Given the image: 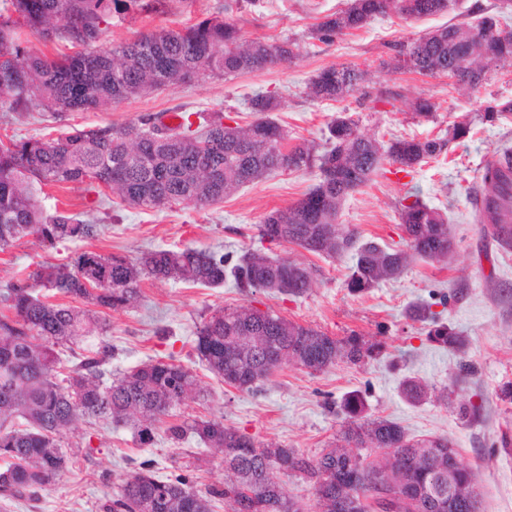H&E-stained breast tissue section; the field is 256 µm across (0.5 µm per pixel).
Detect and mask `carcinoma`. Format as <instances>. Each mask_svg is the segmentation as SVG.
Wrapping results in <instances>:
<instances>
[{
	"instance_id": "obj_1",
	"label": "carcinoma",
	"mask_w": 512,
	"mask_h": 512,
	"mask_svg": "<svg viewBox=\"0 0 512 512\" xmlns=\"http://www.w3.org/2000/svg\"><path fill=\"white\" fill-rule=\"evenodd\" d=\"M170 0H0V112H66L101 110L142 92L201 77L257 72L297 58L295 43L242 37L235 24L220 16L206 17L183 28L159 27L110 47L99 45L112 20L164 11ZM457 0H350L343 11L325 16L313 29L326 43L363 27L375 17L397 14L420 19L454 9ZM512 9V0H499L497 12L482 13L462 26L448 25L395 46L389 67L424 76L448 71L478 52L500 65L512 62V32L501 36L499 14ZM45 44H63L66 52L48 55L29 47L28 36ZM363 73L352 66H332L310 81L316 98H336L362 89ZM278 97L256 93L249 100L255 120L245 127L224 123V113L182 112L175 125L164 113L139 117L115 128L110 125L72 129L56 136H30L0 142V250L34 236L53 246L90 239L95 226L58 212L44 215L34 186L85 184L104 186L122 202L140 209L161 210L192 203L202 209L224 199L234 189L279 170H305L317 182L296 202L271 211L261 224V240L270 245L295 244L334 257L354 252L347 282L362 292L399 276L411 260L446 259L456 247L447 215L420 198L402 205L401 230L405 248L361 242L352 231L335 224L341 203L373 177L387 172L409 173L422 162L450 152L463 138L467 124L448 127V135L416 140L396 136L381 145L362 134L350 116L327 125L326 147L318 151L307 142L288 144V131L272 113ZM483 119L495 122L512 115V100L486 102ZM482 192L474 197V215L481 232L499 250L512 251V148L496 152L481 178ZM178 279L210 288L232 278L245 291H273L300 297L314 284V270L288 258L271 259L245 252L231 259L217 252L185 247L160 250L139 261L126 255L81 252L73 267L45 264L0 293V303L12 312L0 318V502L7 506L35 495L55 481L67 464L61 437L76 421L94 419L108 424L133 423L136 440L150 445L159 433L172 442L192 432L224 454L227 472L222 486L201 491L185 475L161 480L149 463L124 477L104 505V512H210L212 502L224 500L233 512H299L278 473H299L311 481L316 500L336 501L334 512H367L351 497L367 500L390 465L397 466V493L407 501L426 494L439 499L436 512H482V494L474 473L458 460L446 437L413 440L388 419L363 415L357 396L347 399L349 419L338 440L351 449L332 448L309 458L293 448L265 452L252 436L224 425L222 420L190 424L168 422L170 410L197 393L190 369L174 360L159 359L106 379L112 360L109 325L92 310H80L44 300L42 291L106 310H126L140 299L144 276ZM410 317L430 321L428 340L442 347L457 343L451 324L414 307ZM250 333L259 346L239 349L237 337ZM88 336L98 344L80 348ZM82 349L77 353L76 349ZM195 351L224 383L257 393L264 382L287 365L313 372L346 360L364 358L354 338L336 339L251 306L223 308L202 321ZM64 352L78 357L68 372L59 370ZM385 452L371 458L367 449ZM460 493L448 497V468Z\"/></svg>"
}]
</instances>
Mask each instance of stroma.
<instances>
[{
    "mask_svg": "<svg viewBox=\"0 0 512 512\" xmlns=\"http://www.w3.org/2000/svg\"><path fill=\"white\" fill-rule=\"evenodd\" d=\"M498 0H459L454 11L418 20L392 15L323 43L311 36L322 17L344 8L347 0H247L234 8L230 0H194L184 7L172 0L163 14L137 22H113L101 38L113 45L141 30L179 27L221 15L240 28L243 37L291 39L298 46L293 64L228 77H205L189 84L151 90L88 112L51 117L33 112L23 118L0 112V141L36 135H57L73 128L123 127L145 114L178 111H223L239 125L254 119L249 98L258 92L278 96L276 114L291 141L321 145L326 125L340 115L358 120L360 131L380 143L392 137L418 140L445 136L449 124L465 122L468 134L453 151L415 167L411 174H384L352 193L341 204L336 222L361 240L384 247L401 241L402 198L419 196L448 216L456 240L450 258L440 262L413 260L395 279L362 293L347 286L352 253L334 258L311 254L292 244L260 241L257 226L266 214L292 204L316 181L307 171H277L225 196L204 209L179 204L160 211L120 203L106 188L83 185L44 188L39 196L45 213L61 210L94 224L93 238L49 247L27 237L0 250V290L39 264H68L85 250L132 258L161 249L191 246L233 256L252 249L288 257L316 271L304 296L284 298L268 292L249 293L225 283L207 288L176 279H143L141 299L131 309L103 311L114 347L111 369L121 374L166 357L196 374L202 396L174 408L176 420L220 419L261 443H274L314 456L336 442L346 419L345 398L359 395L373 418L397 422L408 437H445L458 459L473 470L484 512H512V253H498L474 219L473 192L495 150L512 146V120L495 124L481 118L480 105L493 98L512 99V65L491 69L479 94L459 90L447 76L391 72L383 63L393 43L465 23L475 6L491 10ZM364 71L366 90H391L389 102L361 99L351 93L336 100L317 99L308 85L319 71L336 65ZM422 97L437 106L436 118L414 114ZM420 305L451 323L463 340L460 348H441L427 339L428 327L413 321L408 309ZM251 306L296 323L345 338L357 336L372 350L357 364L337 362L320 373L286 366L254 395L237 390L211 373L199 359L194 340L197 326L220 308ZM422 382L424 401L408 402L399 385L404 378ZM469 417H461V409ZM70 460L64 474L38 500H23L6 512H99L106 494L135 463L148 460L155 476L165 479L189 473L196 489L224 482V457L196 436L174 444L156 436L152 445L136 442L128 426L76 422L62 437Z\"/></svg>",
    "mask_w": 512,
    "mask_h": 512,
    "instance_id": "stroma-1",
    "label": "stroma"
}]
</instances>
